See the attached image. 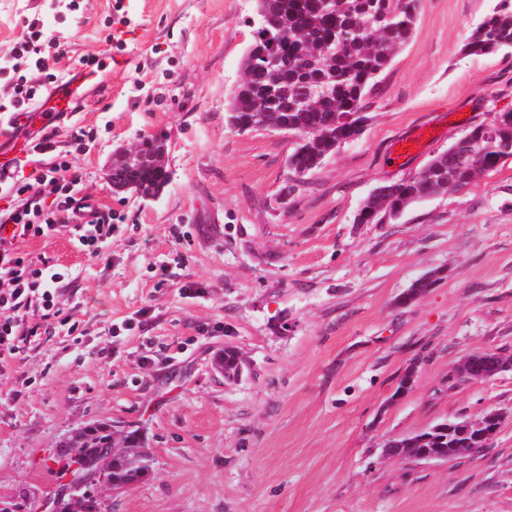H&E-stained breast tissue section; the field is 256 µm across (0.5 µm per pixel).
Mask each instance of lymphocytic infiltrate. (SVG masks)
I'll use <instances>...</instances> for the list:
<instances>
[{"label": "lymphocytic infiltrate", "instance_id": "lymphocytic-infiltrate-1", "mask_svg": "<svg viewBox=\"0 0 512 512\" xmlns=\"http://www.w3.org/2000/svg\"><path fill=\"white\" fill-rule=\"evenodd\" d=\"M56 80L53 74L42 83L18 75L13 96L0 101V114L8 118L6 132L21 130L22 117ZM82 183L83 172L61 150L54 127L31 138L26 157L0 171V199L9 202L0 209V358L21 354L33 338L69 322L61 303L65 274L49 259L32 260L24 242L66 227L75 246L90 256H99L112 243V210L84 195ZM36 298L43 321L31 325L26 313Z\"/></svg>", "mask_w": 512, "mask_h": 512}]
</instances>
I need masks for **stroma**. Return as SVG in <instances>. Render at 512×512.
Returning <instances> with one entry per match:
<instances>
[{
	"label": "stroma",
	"mask_w": 512,
	"mask_h": 512,
	"mask_svg": "<svg viewBox=\"0 0 512 512\" xmlns=\"http://www.w3.org/2000/svg\"><path fill=\"white\" fill-rule=\"evenodd\" d=\"M498 2L421 0L363 134L299 176L291 134L226 122L256 0H78L74 11L0 0V64L27 17L66 47L62 59L45 49L27 79L106 55L57 128L63 144L94 130L75 159L83 191L122 225L97 257L63 227L24 244L67 273L78 330L0 361V508L48 512L66 480L45 459L105 421L141 429L152 462L122 492L96 486L100 512H512V370L448 380L475 352L512 355V158L396 220L356 221L376 186L416 176L512 110V51L463 52ZM121 16L122 44L109 45ZM149 136L165 140L169 184L155 199L114 193V154ZM406 138L419 147L397 157ZM423 277L433 287L400 304ZM228 349L243 362L235 380L218 365ZM490 411L501 422L484 451L446 462L383 451Z\"/></svg>",
	"instance_id": "1"
}]
</instances>
